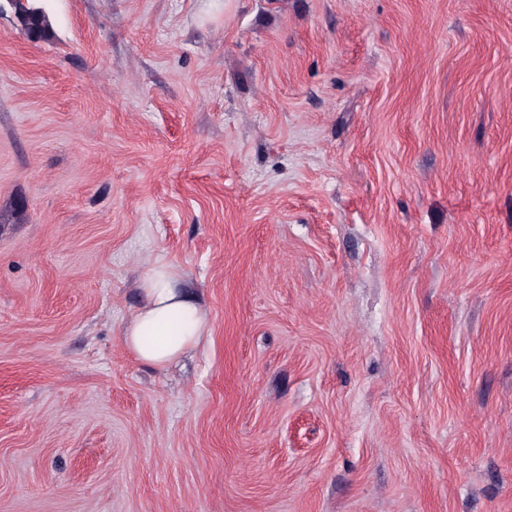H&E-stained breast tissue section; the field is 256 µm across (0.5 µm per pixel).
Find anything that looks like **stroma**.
Here are the masks:
<instances>
[{"mask_svg":"<svg viewBox=\"0 0 512 512\" xmlns=\"http://www.w3.org/2000/svg\"><path fill=\"white\" fill-rule=\"evenodd\" d=\"M0 9V512H512V0ZM206 311L122 342L143 259Z\"/></svg>","mask_w":512,"mask_h":512,"instance_id":"1","label":"stroma"}]
</instances>
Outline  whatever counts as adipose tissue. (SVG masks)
I'll return each instance as SVG.
<instances>
[{"mask_svg":"<svg viewBox=\"0 0 512 512\" xmlns=\"http://www.w3.org/2000/svg\"><path fill=\"white\" fill-rule=\"evenodd\" d=\"M142 292L144 303L122 331V341L137 361L162 367L202 344L208 317L173 271L149 265Z\"/></svg>","mask_w":512,"mask_h":512,"instance_id":"obj_1","label":"adipose tissue"}]
</instances>
